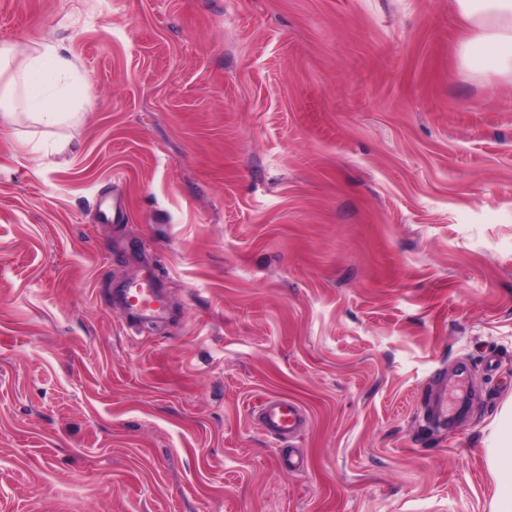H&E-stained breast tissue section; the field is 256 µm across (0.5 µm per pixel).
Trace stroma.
<instances>
[{
  "mask_svg": "<svg viewBox=\"0 0 512 512\" xmlns=\"http://www.w3.org/2000/svg\"><path fill=\"white\" fill-rule=\"evenodd\" d=\"M461 34L454 0H0L92 83L38 152L0 132V512H492L512 84ZM130 290H135L141 296L143 302L141 304L132 305L127 303L125 298V306L127 310L136 312L140 317L151 316L158 310V308L147 307L145 305L147 299L157 295L150 279H146L143 282L136 284L134 288H130L129 291ZM262 419L271 435L285 438L300 429L304 421V413L297 401L288 399L286 396H276L264 405Z\"/></svg>",
  "mask_w": 512,
  "mask_h": 512,
  "instance_id": "35a3bbf8",
  "label": "stroma"
}]
</instances>
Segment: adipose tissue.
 Here are the masks:
<instances>
[{
	"label": "adipose tissue",
	"mask_w": 512,
	"mask_h": 512,
	"mask_svg": "<svg viewBox=\"0 0 512 512\" xmlns=\"http://www.w3.org/2000/svg\"><path fill=\"white\" fill-rule=\"evenodd\" d=\"M466 31L457 46L464 68L491 72L512 83V0H455ZM77 68L48 40L17 51L0 45V91L8 104L0 109V129L21 121L42 122L45 114L69 111L68 87Z\"/></svg>",
	"instance_id": "adipose-tissue-1"
}]
</instances>
